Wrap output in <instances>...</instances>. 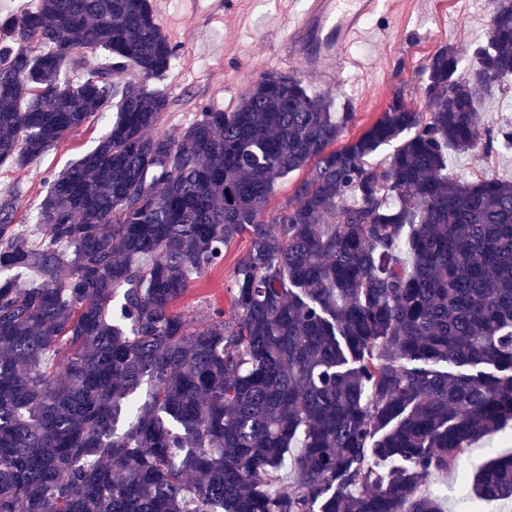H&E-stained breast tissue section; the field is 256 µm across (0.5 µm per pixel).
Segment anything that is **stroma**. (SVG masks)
Wrapping results in <instances>:
<instances>
[{"label": "stroma", "mask_w": 512, "mask_h": 512, "mask_svg": "<svg viewBox=\"0 0 512 512\" xmlns=\"http://www.w3.org/2000/svg\"><path fill=\"white\" fill-rule=\"evenodd\" d=\"M398 12H382L369 21L373 40H359L348 51L349 61L335 84L322 85L313 75L303 76L307 89L327 97L333 111L351 113L339 140L358 137L379 117L396 94L418 106L422 103L421 68L427 56L451 44L461 48L484 40L493 0H400ZM289 0H153L163 33L177 48L179 67L152 80L171 105L156 131L178 135L202 108L233 110L242 95L268 71L287 72L282 43L261 37L267 18L278 15ZM116 117L115 109L97 114L43 157L24 167H0V199L16 205L15 221L31 226L45 196L49 174L92 150ZM448 169L466 178L471 171L512 180V152L497 151L481 157L450 152ZM252 246L247 236L236 238L224 256V265L195 280L177 307L198 322L213 311L235 318L230 274ZM512 453V424L477 440L464 467L476 474L495 457ZM421 489L437 500L442 512H512V500L487 501L462 488L457 473L448 472L423 481Z\"/></svg>", "instance_id": "35a3bbf8"}]
</instances>
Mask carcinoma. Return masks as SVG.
<instances>
[{
  "label": "carcinoma",
  "mask_w": 512,
  "mask_h": 512,
  "mask_svg": "<svg viewBox=\"0 0 512 512\" xmlns=\"http://www.w3.org/2000/svg\"><path fill=\"white\" fill-rule=\"evenodd\" d=\"M83 54L97 66L64 84ZM176 54L151 0L0 20V166L41 158L135 74L98 145L50 177L37 232L0 200V512H442L421 480L512 421V182L448 173L450 150L512 149L479 112L512 77V0L467 56L427 57L424 108L399 94L337 149L352 113L279 72L151 134L169 98L149 81ZM244 234L235 321L178 312ZM475 490L512 499V454ZM304 171H296L288 175V178L277 183L273 191L270 201L264 210L261 219L269 220L275 214L280 203L284 202L294 193L295 187L304 177Z\"/></svg>",
  "instance_id": "1"
}]
</instances>
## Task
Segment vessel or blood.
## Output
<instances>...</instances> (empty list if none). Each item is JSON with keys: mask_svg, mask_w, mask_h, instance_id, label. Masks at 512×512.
Returning <instances> with one entry per match:
<instances>
[{"mask_svg": "<svg viewBox=\"0 0 512 512\" xmlns=\"http://www.w3.org/2000/svg\"><path fill=\"white\" fill-rule=\"evenodd\" d=\"M384 6L385 0H301L278 28L287 64L322 83L335 80L350 44L370 38L366 21Z\"/></svg>", "mask_w": 512, "mask_h": 512, "instance_id": "b4317fda", "label": "vessel or blood"}]
</instances>
